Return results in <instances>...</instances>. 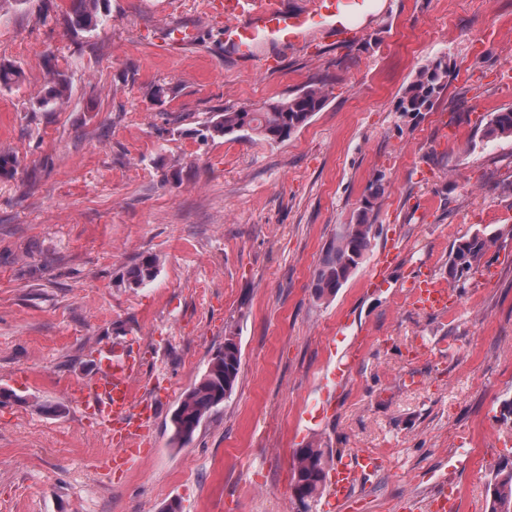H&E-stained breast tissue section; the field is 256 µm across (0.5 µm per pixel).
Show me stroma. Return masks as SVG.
<instances>
[{"mask_svg":"<svg viewBox=\"0 0 512 512\" xmlns=\"http://www.w3.org/2000/svg\"><path fill=\"white\" fill-rule=\"evenodd\" d=\"M207 2L108 0L77 32L70 0H0V63L21 73L0 86V153L16 160L0 174V512H300L293 452L307 443L384 458L342 512H427L443 479L458 512H488L512 458V137L483 130L512 108V0H379L357 40L320 37L270 71L225 56ZM174 26L194 40L175 44ZM439 58L433 108L398 111ZM58 71L67 93L42 106ZM320 81L324 107L284 142L205 133ZM378 176L371 246L316 301L312 273ZM477 233L496 238L495 281L454 283L451 313L412 309L411 270L447 275L455 242ZM389 249L391 285L372 287ZM144 257L156 278L124 285ZM228 336L237 386L178 446L171 414ZM117 346L141 357L135 395L159 403L147 455L114 478L112 443L75 392Z\"/></svg>","mask_w":512,"mask_h":512,"instance_id":"35a3bbf8","label":"stroma"}]
</instances>
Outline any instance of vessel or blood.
<instances>
[{"label":"vessel or blood","mask_w":512,"mask_h":512,"mask_svg":"<svg viewBox=\"0 0 512 512\" xmlns=\"http://www.w3.org/2000/svg\"><path fill=\"white\" fill-rule=\"evenodd\" d=\"M210 9L224 24V49L230 58L270 69L279 53L306 45L312 34L337 39L358 34L355 17L367 9L366 0H307L293 9L288 0H211ZM413 307L444 315L453 308L457 296L432 267L424 266L410 278ZM135 352H124L121 359L101 360L93 382L83 392L82 402L99 428L109 433L114 456L126 460L137 454L144 428L156 411L151 400L133 404L130 383L140 371ZM383 460L372 452H358L336 463L330 477V494L324 512H337L349 498L358 472L370 473Z\"/></svg>","instance_id":"obj_1"}]
</instances>
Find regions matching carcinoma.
<instances>
[{
	"mask_svg": "<svg viewBox=\"0 0 512 512\" xmlns=\"http://www.w3.org/2000/svg\"><path fill=\"white\" fill-rule=\"evenodd\" d=\"M69 22L72 28L84 32L96 30L102 24L103 0H71ZM448 77V64L436 59L423 67L416 79L405 90L399 102L402 112L430 110ZM68 81L64 74L53 75L42 98L49 105L65 95ZM327 100L325 84L308 88L302 94L285 101L270 104L258 110L224 112L211 126L217 134L231 135L247 132L267 142H283L303 127L311 116L320 111ZM487 139L512 136V109L497 112L483 130ZM385 193L381 179L372 180L364 203L358 209L356 222L345 224L327 245L313 272L311 289L320 301L336 295L348 281L369 249L374 229V207ZM492 238L475 235L453 248L450 274L454 277L475 273L488 250L494 245ZM157 266L150 258L133 264L126 273L130 286H140L155 279ZM241 365V351L234 339L224 340V350L213 356L205 373L181 398L174 409L171 422L173 441L186 445L192 439L202 420L224 405L232 395ZM333 449L306 445L294 452L292 495L311 512L312 505L322 497L328 482ZM490 512H512V459L500 461L488 485Z\"/></svg>",
	"mask_w": 512,
	"mask_h": 512,
	"instance_id": "1",
	"label": "carcinoma"
}]
</instances>
